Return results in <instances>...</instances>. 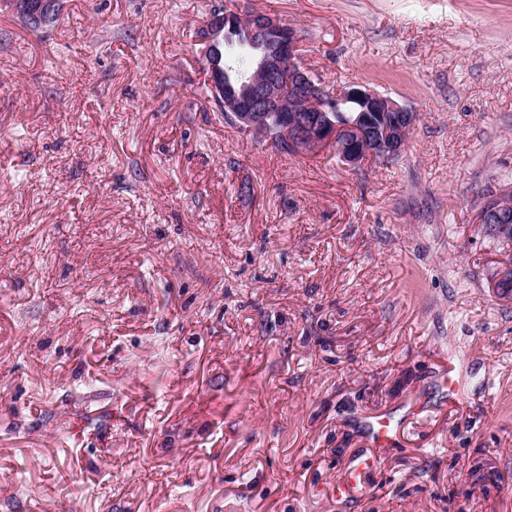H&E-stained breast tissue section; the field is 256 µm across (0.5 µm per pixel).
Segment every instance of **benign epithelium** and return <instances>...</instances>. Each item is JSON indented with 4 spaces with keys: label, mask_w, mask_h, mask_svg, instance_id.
I'll list each match as a JSON object with an SVG mask.
<instances>
[{
    "label": "benign epithelium",
    "mask_w": 512,
    "mask_h": 512,
    "mask_svg": "<svg viewBox=\"0 0 512 512\" xmlns=\"http://www.w3.org/2000/svg\"><path fill=\"white\" fill-rule=\"evenodd\" d=\"M58 10L59 0H36L22 16L29 27L37 29L51 21ZM224 24L218 19L208 29L200 41V57L213 94L236 125L253 130L259 119H272L292 151L315 153L330 148L351 168L368 158L391 159L401 153L416 114L364 86L328 88L301 65L296 30L268 14L254 11L233 18V28L244 30L248 40L260 49V58L245 86L238 90L224 86L213 61L224 37ZM286 94L298 100L302 108H284ZM355 107L360 108L355 118L337 122L331 117L333 112H351ZM369 112L374 117L367 116ZM505 207L512 208V198L495 195L481 208L479 223L502 237L512 233V221L503 216Z\"/></svg>",
    "instance_id": "7a95c632"
}]
</instances>
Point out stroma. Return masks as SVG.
<instances>
[{
    "mask_svg": "<svg viewBox=\"0 0 512 512\" xmlns=\"http://www.w3.org/2000/svg\"><path fill=\"white\" fill-rule=\"evenodd\" d=\"M213 2L0 0V512H512V0H247L416 112L355 170L215 112ZM36 3H32L30 8L26 9L24 13H22L24 21L30 28L37 29L43 26L45 23L49 22L52 24L56 17L57 12L59 10V0H34ZM57 13V14H56ZM56 14V15H55ZM503 191L497 195H495L492 199L487 201L486 205L480 210L479 213V224H487L495 233L499 236H506L512 233V229L510 230V226L508 224H512V209L510 210V219H507L503 216V208L509 207L512 208V201L510 197L502 196ZM512 236L510 234V239ZM372 466V462L368 457H358L355 459L351 467L347 470L345 479L338 486L337 492L339 496L348 495L361 482L364 472Z\"/></svg>",
    "mask_w": 512,
    "mask_h": 512,
    "instance_id": "obj_1",
    "label": "stroma"
}]
</instances>
